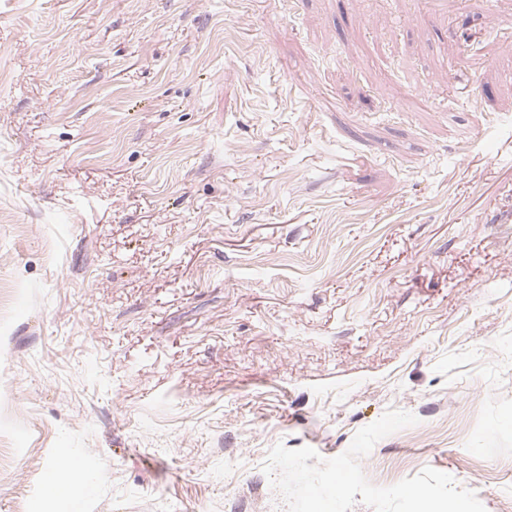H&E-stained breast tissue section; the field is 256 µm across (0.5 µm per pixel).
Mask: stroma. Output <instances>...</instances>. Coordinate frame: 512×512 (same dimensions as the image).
<instances>
[{
	"label": "stroma",
	"instance_id": "stroma-1",
	"mask_svg": "<svg viewBox=\"0 0 512 512\" xmlns=\"http://www.w3.org/2000/svg\"><path fill=\"white\" fill-rule=\"evenodd\" d=\"M507 40L512 0H0V512H286L274 445L390 409L372 484L512 512Z\"/></svg>",
	"mask_w": 512,
	"mask_h": 512
}]
</instances>
